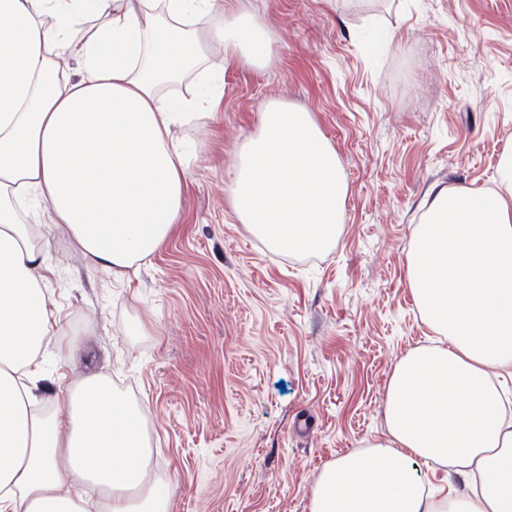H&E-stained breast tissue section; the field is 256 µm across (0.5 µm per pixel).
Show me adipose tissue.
Instances as JSON below:
<instances>
[{"mask_svg":"<svg viewBox=\"0 0 512 512\" xmlns=\"http://www.w3.org/2000/svg\"><path fill=\"white\" fill-rule=\"evenodd\" d=\"M266 67L275 38L234 0H0V512H171L151 479L143 409L84 377L45 412L42 348L70 326L50 307L48 214L86 266L123 272L160 250L187 161L171 127L212 108L166 88L204 54ZM240 223L272 249L330 246L347 184L310 112L260 107L225 174ZM406 282L433 344L386 387L384 438L323 468L309 512H512V420L494 379L512 367V153L490 190L431 188ZM444 469L442 487L426 470Z\"/></svg>","mask_w":512,"mask_h":512,"instance_id":"1","label":"adipose tissue"}]
</instances>
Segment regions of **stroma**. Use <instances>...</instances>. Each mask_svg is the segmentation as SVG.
<instances>
[{"mask_svg":"<svg viewBox=\"0 0 512 512\" xmlns=\"http://www.w3.org/2000/svg\"><path fill=\"white\" fill-rule=\"evenodd\" d=\"M276 39L266 68H226L213 110L174 128L184 205L138 273L89 268L48 234L55 311L77 362L48 353L45 397L87 370L142 404L171 512H308L321 470L386 430L397 359L432 339L405 281L434 186L493 187L512 151V0H236ZM311 112L346 177L327 250H270L224 175L261 104Z\"/></svg>","mask_w":512,"mask_h":512,"instance_id":"1","label":"stroma"}]
</instances>
